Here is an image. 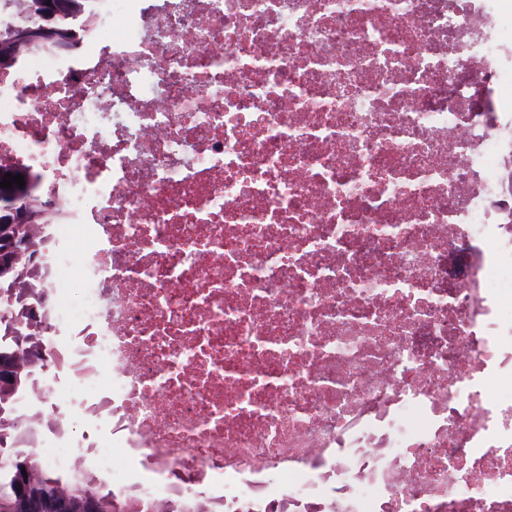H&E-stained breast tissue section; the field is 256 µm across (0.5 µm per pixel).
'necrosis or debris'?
Wrapping results in <instances>:
<instances>
[{
	"instance_id": "necrosis-or-debris-1",
	"label": "necrosis or debris",
	"mask_w": 512,
	"mask_h": 512,
	"mask_svg": "<svg viewBox=\"0 0 512 512\" xmlns=\"http://www.w3.org/2000/svg\"><path fill=\"white\" fill-rule=\"evenodd\" d=\"M484 2L95 0L0 71V165L55 215L32 321L72 339L42 464L172 512H512Z\"/></svg>"
}]
</instances>
